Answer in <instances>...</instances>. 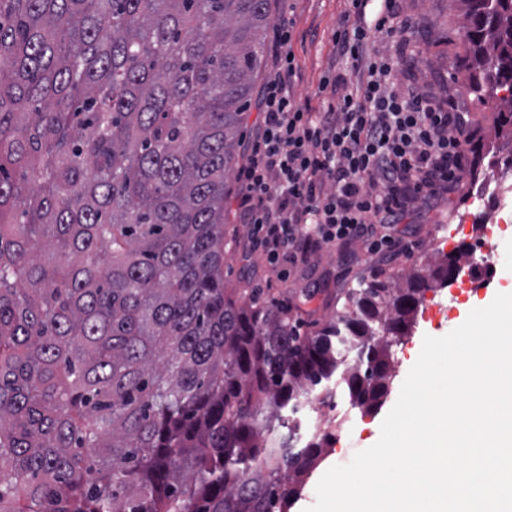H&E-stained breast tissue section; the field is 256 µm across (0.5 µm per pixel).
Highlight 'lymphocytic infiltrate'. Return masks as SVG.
Listing matches in <instances>:
<instances>
[{
    "mask_svg": "<svg viewBox=\"0 0 512 512\" xmlns=\"http://www.w3.org/2000/svg\"><path fill=\"white\" fill-rule=\"evenodd\" d=\"M409 25L402 0H351L332 34L338 65L317 87L321 110L293 92L292 33L279 29L260 103L261 123L237 172L236 211L269 262L296 266L328 245L367 243L418 198L434 200L471 165L473 133L453 99L402 84L400 52L376 34Z\"/></svg>",
    "mask_w": 512,
    "mask_h": 512,
    "instance_id": "f902f5d3",
    "label": "lymphocytic infiltrate"
}]
</instances>
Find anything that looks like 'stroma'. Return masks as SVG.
Masks as SVG:
<instances>
[{
    "instance_id": "stroma-1",
    "label": "stroma",
    "mask_w": 512,
    "mask_h": 512,
    "mask_svg": "<svg viewBox=\"0 0 512 512\" xmlns=\"http://www.w3.org/2000/svg\"><path fill=\"white\" fill-rule=\"evenodd\" d=\"M403 6L412 22L403 35V75L420 86L454 96L460 110L469 113L474 131L473 164L462 185L436 208L417 202L408 218L389 228L391 243L387 248L370 253L361 244L327 246L310 254L288 276L282 274L280 267L269 264L265 254L256 248L250 225L240 223L237 217L229 218L224 264L230 286L258 285L291 305L300 300L303 290H312L313 297L306 308L314 316L301 326L305 335L333 318L334 310L327 307V299L359 278L368 279L381 271L402 276L421 261L454 251L468 254L486 219L495 225L497 237L512 232V208L504 206L500 198H486L478 209L472 204L478 187L493 179L501 181L505 194L512 195V165L506 161L512 155V140L500 134V114L494 103L477 100L465 91L464 74L456 59L465 15L462 0H404ZM348 8L347 0H270L272 24L285 22L293 28L291 45L299 68L294 93L299 101L320 105L317 85L333 54L331 35ZM481 280L477 288L466 282L453 290L426 291L422 303L429 306L432 318L420 321L414 336L399 347L397 375L381 410L368 418L352 415L338 430L335 447L328 449L305 479L301 495L289 512H303L313 505L312 490L335 458L338 446L359 449L377 442L381 423L398 399L424 336H444L465 317L470 305L499 293H512V271L505 266L483 269Z\"/></svg>"
}]
</instances>
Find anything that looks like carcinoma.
Instances as JSON below:
<instances>
[{"instance_id":"obj_1","label":"carcinoma","mask_w":512,"mask_h":512,"mask_svg":"<svg viewBox=\"0 0 512 512\" xmlns=\"http://www.w3.org/2000/svg\"><path fill=\"white\" fill-rule=\"evenodd\" d=\"M468 90L508 92L512 0H464ZM269 0H0V512H285L386 401L455 253L340 289L311 336L224 286Z\"/></svg>"}]
</instances>
